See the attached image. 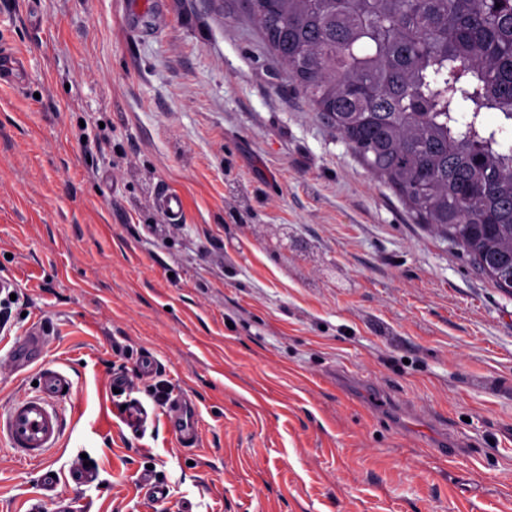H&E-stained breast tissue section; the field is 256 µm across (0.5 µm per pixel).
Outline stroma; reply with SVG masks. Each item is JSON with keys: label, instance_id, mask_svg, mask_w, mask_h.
<instances>
[{"label": "stroma", "instance_id": "obj_1", "mask_svg": "<svg viewBox=\"0 0 512 512\" xmlns=\"http://www.w3.org/2000/svg\"><path fill=\"white\" fill-rule=\"evenodd\" d=\"M127 2L0 0V51L25 60L0 83V279L17 297L0 413L41 368L73 382L57 448L23 463L0 445V512L38 492L40 512H512V294L367 173L243 0L134 18ZM38 324L41 353L14 369ZM152 382L182 396L197 443ZM129 400L150 414L136 432ZM84 458L96 478L78 485ZM156 203L169 222H181L184 215V200L179 193L163 186L156 195ZM167 420L177 439L182 443H192L197 439V425L194 416L187 413L181 397L169 402Z\"/></svg>", "mask_w": 512, "mask_h": 512}]
</instances>
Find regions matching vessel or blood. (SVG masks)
Instances as JSON below:
<instances>
[{"label":"vessel or blood","instance_id":"vessel-or-blood-1","mask_svg":"<svg viewBox=\"0 0 512 512\" xmlns=\"http://www.w3.org/2000/svg\"><path fill=\"white\" fill-rule=\"evenodd\" d=\"M156 203L169 222L182 220L184 200L179 193L160 188ZM71 385L72 381L65 373L54 368H43L39 392L16 399L0 416V440L7 443L15 457L34 461L49 449L57 447L64 432L63 418L57 404L63 400L65 388ZM167 420L180 442L196 441L195 418L187 413L181 398L170 401Z\"/></svg>","mask_w":512,"mask_h":512}]
</instances>
